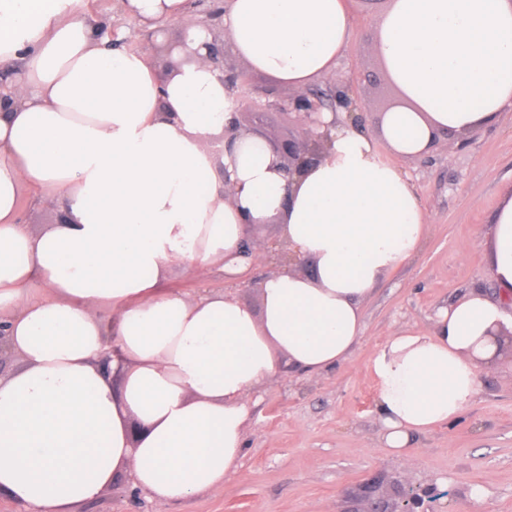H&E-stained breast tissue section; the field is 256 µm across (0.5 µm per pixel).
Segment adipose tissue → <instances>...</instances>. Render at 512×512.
Listing matches in <instances>:
<instances>
[{
  "mask_svg": "<svg viewBox=\"0 0 512 512\" xmlns=\"http://www.w3.org/2000/svg\"><path fill=\"white\" fill-rule=\"evenodd\" d=\"M85 2L0 0V64L21 69L0 95V322L22 359L0 378V492L27 512H76L128 471L160 504L227 484L247 395L287 368L349 362L364 299L430 221L412 180L328 112L331 146L293 185L261 139L215 153L230 90L186 0H122L149 29L186 22L198 55L165 76L145 50L112 48ZM223 24L235 56L300 91L335 74L352 38L348 0H225ZM376 50L407 101L385 116L392 153L512 112V0H388ZM25 185L66 218L38 233L22 224ZM271 223L312 271L269 276L260 310L165 288L176 265L242 275L243 242ZM488 245L496 298L440 309L372 363L394 455L463 413L512 324V191Z\"/></svg>",
  "mask_w": 512,
  "mask_h": 512,
  "instance_id": "ef3b65f1",
  "label": "adipose tissue"
}]
</instances>
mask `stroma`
Wrapping results in <instances>:
<instances>
[{"instance_id": "35a3bbf8", "label": "stroma", "mask_w": 512, "mask_h": 512, "mask_svg": "<svg viewBox=\"0 0 512 512\" xmlns=\"http://www.w3.org/2000/svg\"><path fill=\"white\" fill-rule=\"evenodd\" d=\"M87 10L124 48H149L156 69L176 61L167 47L182 38L180 24L151 42L120 0H87ZM382 10L379 2L352 0V40L337 65L355 111L377 140L383 137L381 112L401 98L375 49L373 20ZM224 66L246 72L244 127L279 142L296 136V122L267 105L269 97L293 95V87L246 69L229 51ZM393 161L417 186L430 224L418 252L364 300L365 331L350 361L317 376L287 372L250 394L247 448L229 483L162 505L148 491L132 494L123 475L82 512H360L374 477L381 480L380 495L392 503L401 502L404 490L436 485L443 495L424 503L423 512H475L477 492L492 512H512V337L503 336L496 363L462 416L414 440L401 457L382 443L371 371L389 336L429 327L439 308L471 292L494 295L486 232L501 196L512 189V112L496 127L442 136L426 155H397ZM255 246L260 259L246 278L232 281L216 271L202 281L176 266L166 286L192 294L221 290L259 308L260 288L282 272L280 254L288 246L275 224L259 230Z\"/></svg>"}]
</instances>
